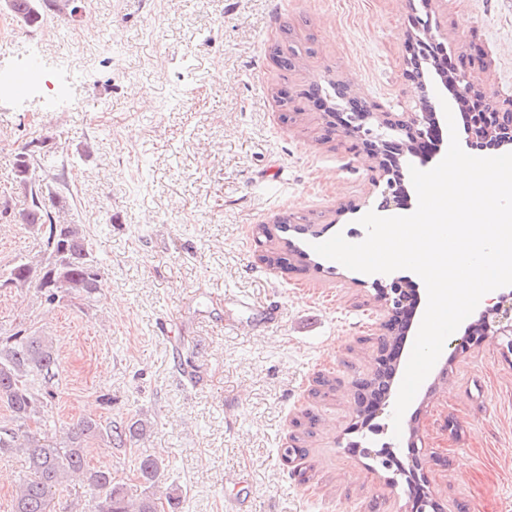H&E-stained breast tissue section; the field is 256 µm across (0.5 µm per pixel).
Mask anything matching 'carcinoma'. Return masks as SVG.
<instances>
[{
    "label": "carcinoma",
    "mask_w": 512,
    "mask_h": 512,
    "mask_svg": "<svg viewBox=\"0 0 512 512\" xmlns=\"http://www.w3.org/2000/svg\"><path fill=\"white\" fill-rule=\"evenodd\" d=\"M63 0H4L5 10L26 26H39L48 13H61ZM330 101H339L353 112L364 106L358 98L346 93L340 85L321 88ZM395 158L385 163L388 178L403 177L399 157L414 152L409 141L399 137L392 141ZM45 158L36 150L25 148L14 157L18 184L26 202L11 211L9 201L0 203V219L10 211L18 224L26 226L38 241L37 255L16 256L0 265V288L33 294L52 305L88 302L99 290L101 267L93 243L83 225L68 218L60 202L46 195L39 171ZM59 367L53 343L36 327L34 320H23L9 328H0V403L11 412L9 422L0 423V456L21 453L27 460L32 477L19 485L13 512H52L51 502L57 486L70 476L85 478L91 491L88 512H174L177 502L172 496L166 503L145 495L136 501L128 498L124 485L109 471L92 470L86 461L89 440L106 436L116 444L138 440L147 431V422L136 419L122 425H103L94 418H83L57 442L48 436L25 429L29 422L43 421L45 408L54 398L51 390ZM392 368L382 362L372 377L358 384L356 396L358 417L366 424L373 418L374 403L385 394ZM164 470L163 460L147 456L140 461V482L153 487Z\"/></svg>",
    "instance_id": "carcinoma-1"
}]
</instances>
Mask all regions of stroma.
Wrapping results in <instances>:
<instances>
[{
    "instance_id": "1",
    "label": "stroma",
    "mask_w": 512,
    "mask_h": 512,
    "mask_svg": "<svg viewBox=\"0 0 512 512\" xmlns=\"http://www.w3.org/2000/svg\"><path fill=\"white\" fill-rule=\"evenodd\" d=\"M76 17L14 23L0 73L40 56V91L0 97V191L25 198L13 157L28 144L73 166L50 191L85 225L103 270L90 304L50 305L36 325L59 356L45 430L80 418L143 419L144 440L95 439L90 468L155 489L176 512H411L405 476L366 457L415 465L438 512H512V354L503 337L444 347L400 426L390 389L372 428L354 382L372 374L385 311L378 285L313 254L285 271L260 259L259 226L283 247L282 219L361 242L379 211L381 172L353 137L325 134L312 85L347 84L389 112L420 91L403 75L412 15H431L494 102L512 97V0H80ZM289 26L291 36L281 34ZM296 59L278 66L274 51ZM334 381L313 396L319 376ZM316 415L298 465L283 448ZM419 448L411 461L410 446ZM306 469L308 481L298 471ZM163 470L164 463L162 459L154 456H147L140 461L137 469L138 479L142 484L151 488L158 482Z\"/></svg>"
}]
</instances>
